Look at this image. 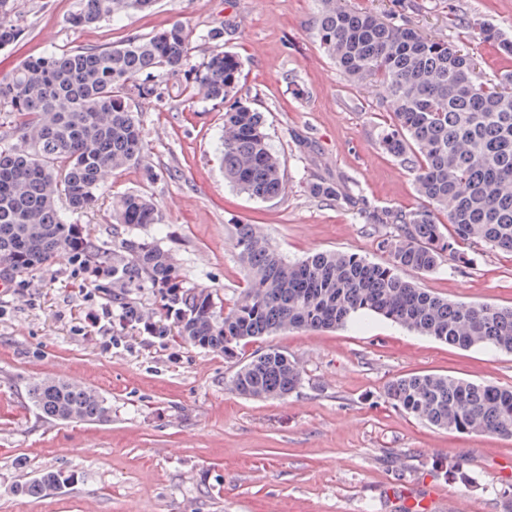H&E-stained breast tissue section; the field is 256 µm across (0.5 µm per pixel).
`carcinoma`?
<instances>
[{
  "mask_svg": "<svg viewBox=\"0 0 512 512\" xmlns=\"http://www.w3.org/2000/svg\"><path fill=\"white\" fill-rule=\"evenodd\" d=\"M155 2L81 0L72 26L118 21ZM318 3L321 48L349 80L380 88L396 120L382 146L397 158L413 155L416 191L427 203L396 217L398 233L382 241L388 261L319 251L288 262L261 225L238 224L235 246L245 286L226 309L212 291L186 286L169 251L123 238L109 255L68 222L59 203L71 214L91 209L112 173L144 157L147 144L129 101L160 98L155 77L161 71L184 72L193 95L224 106L221 164L228 183L260 200L285 194L282 162L269 144L263 112L237 98L242 60L215 50L201 66L189 67L192 31L177 21L118 45L29 56L0 77V108L12 117L14 139L0 147V268L21 276L66 253L79 264L112 269L117 288L153 289L178 335L236 363L231 389L250 398L285 397L301 385L303 372L275 348L242 362L241 346L288 329L344 326L362 313L453 347L512 353V307L450 301L412 278L434 270L446 253L471 263L456 253L458 244L512 253V71L484 81L473 57L445 39L340 0ZM10 15V0H0V47L21 36ZM480 35L512 56L511 36L485 26ZM311 193L344 198L324 182L312 184ZM112 218L116 224L163 223L156 204L134 193L116 200ZM385 395L440 429L512 437V386L408 374L392 380ZM28 399L39 415L56 422H100L111 413L97 391L72 381L37 380ZM71 480L47 471L16 493L45 494Z\"/></svg>",
  "mask_w": 512,
  "mask_h": 512,
  "instance_id": "cac0c4a2",
  "label": "carcinoma"
}]
</instances>
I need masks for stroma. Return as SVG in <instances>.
Returning a JSON list of instances; mask_svg holds the SVG:
<instances>
[{"instance_id": "35a3bbf8", "label": "stroma", "mask_w": 512, "mask_h": 512, "mask_svg": "<svg viewBox=\"0 0 512 512\" xmlns=\"http://www.w3.org/2000/svg\"><path fill=\"white\" fill-rule=\"evenodd\" d=\"M77 0H11L22 30L0 48V73L21 57L61 48L112 46L183 21L193 30V65L215 49L244 63L239 97L267 120L288 192L260 201L224 179L216 147L224 109L191 96L183 74L162 79L160 98L139 100L145 162L108 180L109 191L72 216L97 247L126 237L170 250L187 286L232 303L245 273L234 246L238 224L263 225L287 260L342 251L388 259L381 242L390 214L421 207L414 171L381 146L394 117L381 90L352 84L323 52L316 0H157L120 22L73 27ZM358 11L453 42L480 76L512 70L478 25L512 35V0H345ZM223 28L218 40L209 32ZM158 176L147 179L146 169ZM339 186L342 200L315 197L312 183ZM148 195L159 224H116L112 199ZM68 257L24 275L21 292H0V512H402L388 488L435 491L430 512H512V438L450 433L393 406L389 382L441 373L512 386V354L457 349L372 314L324 330L265 337L299 362L303 383L281 399L231 390L223 356L173 337L168 345L129 337L103 351L77 332L89 308ZM417 284L453 301L512 306V254L443 257ZM84 383L112 406L109 421L53 422L28 400L35 379ZM460 466L467 482L452 480ZM46 471L73 475L41 497L15 485Z\"/></svg>"}]
</instances>
